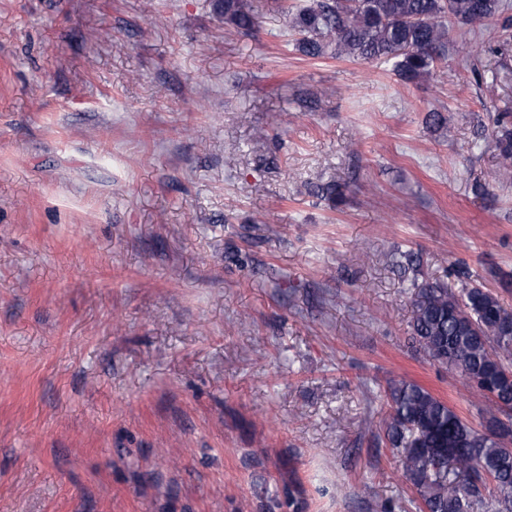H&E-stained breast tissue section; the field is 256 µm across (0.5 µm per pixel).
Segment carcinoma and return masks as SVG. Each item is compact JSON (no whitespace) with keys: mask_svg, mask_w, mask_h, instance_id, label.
<instances>
[{"mask_svg":"<svg viewBox=\"0 0 512 512\" xmlns=\"http://www.w3.org/2000/svg\"><path fill=\"white\" fill-rule=\"evenodd\" d=\"M224 24L250 32L257 24L246 0H218ZM506 0H309L288 12L295 49L316 58L383 60L405 82L448 58L449 24L487 25ZM498 180H512V126L502 119L494 135ZM311 192L336 205L341 186L320 183ZM411 336L417 350L457 370L484 399L486 430L474 429L443 399L411 381L388 385L386 444L416 493L419 512H512V312L480 284L459 293L441 280H411Z\"/></svg>","mask_w":512,"mask_h":512,"instance_id":"carcinoma-1","label":"carcinoma"}]
</instances>
